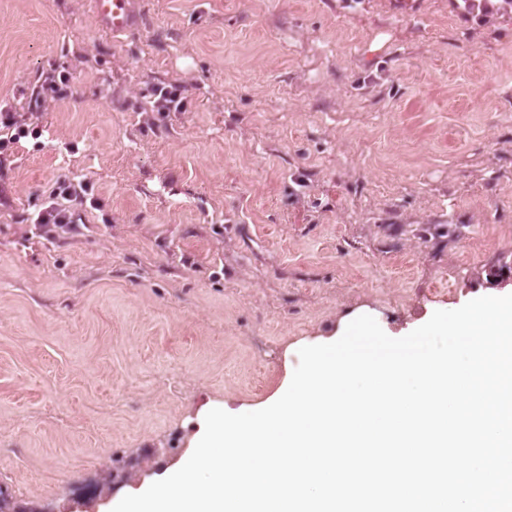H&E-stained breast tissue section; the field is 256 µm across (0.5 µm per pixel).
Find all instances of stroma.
Wrapping results in <instances>:
<instances>
[{
	"mask_svg": "<svg viewBox=\"0 0 512 512\" xmlns=\"http://www.w3.org/2000/svg\"><path fill=\"white\" fill-rule=\"evenodd\" d=\"M134 3L115 40L90 0H0V109L34 130L0 156V488L54 512L90 482L111 512L358 316L404 336L512 294V13ZM64 175L96 204L49 240L26 217ZM72 77L67 71H53L46 74L41 88L50 91L52 98L64 99L67 95V89L70 86ZM157 99L154 108L157 112H181L184 111L182 92L178 86L171 85L157 88L155 91Z\"/></svg>",
	"mask_w": 512,
	"mask_h": 512,
	"instance_id": "stroma-1",
	"label": "stroma"
}]
</instances>
